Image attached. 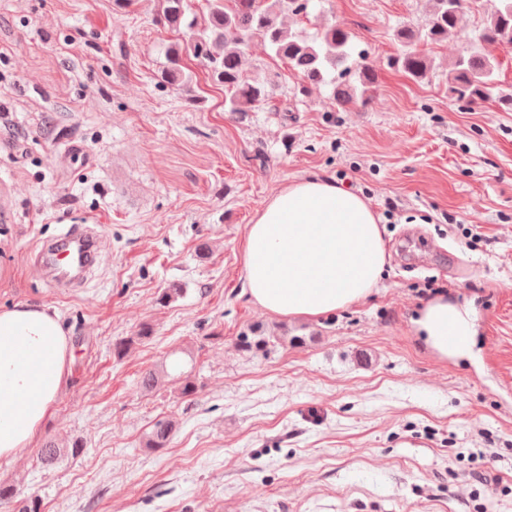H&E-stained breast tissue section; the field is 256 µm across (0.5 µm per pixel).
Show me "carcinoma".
<instances>
[{
	"label": "carcinoma",
	"mask_w": 512,
	"mask_h": 512,
	"mask_svg": "<svg viewBox=\"0 0 512 512\" xmlns=\"http://www.w3.org/2000/svg\"><path fill=\"white\" fill-rule=\"evenodd\" d=\"M433 7L419 27L406 26L396 33L403 50L390 65L414 81L428 77L431 58L414 48L418 41L438 44L458 27L462 14L476 0H432ZM496 3L486 15L477 38L478 46L467 45L448 68V94L458 101L494 103L512 111V87L505 89L495 77L498 61L491 49L512 48V0ZM155 22L186 36L168 49V66L163 80L184 87L191 75L184 71L182 55L192 54L205 62L210 79L224 87V109L244 117L273 98L274 84L249 77L243 70L253 39H260L276 57L296 71L307 85H334V97L341 106L372 100L376 74L368 54L353 55L351 34L336 24L320 27L312 37L293 33L280 20L284 13L305 15L309 0H206L203 18L192 16L187 0H164ZM174 424L155 422L148 436L150 448L166 446Z\"/></svg>",
	"instance_id": "carcinoma-1"
}]
</instances>
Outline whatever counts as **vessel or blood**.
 Returning <instances> with one entry per match:
<instances>
[{
  "mask_svg": "<svg viewBox=\"0 0 512 512\" xmlns=\"http://www.w3.org/2000/svg\"><path fill=\"white\" fill-rule=\"evenodd\" d=\"M107 239L95 224L65 226L53 238L38 241L31 254L37 271L47 274L54 287H76V277L99 267Z\"/></svg>",
  "mask_w": 512,
  "mask_h": 512,
  "instance_id": "vessel-or-blood-1",
  "label": "vessel or blood"
}]
</instances>
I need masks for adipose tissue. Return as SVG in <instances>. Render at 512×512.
Listing matches in <instances>:
<instances>
[{
	"label": "adipose tissue",
	"instance_id": "obj_1",
	"mask_svg": "<svg viewBox=\"0 0 512 512\" xmlns=\"http://www.w3.org/2000/svg\"><path fill=\"white\" fill-rule=\"evenodd\" d=\"M379 217L361 195L309 176L272 194L249 224L243 292L267 313L315 319L363 302L386 264ZM440 357L471 355L468 307L439 296L413 321ZM71 345L43 305L0 310V460L32 447L64 386Z\"/></svg>",
	"mask_w": 512,
	"mask_h": 512
}]
</instances>
